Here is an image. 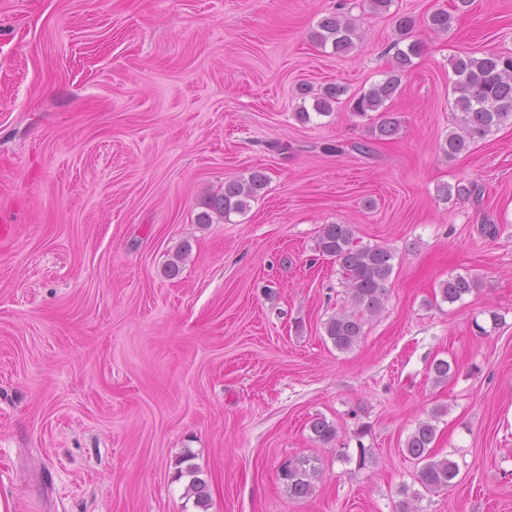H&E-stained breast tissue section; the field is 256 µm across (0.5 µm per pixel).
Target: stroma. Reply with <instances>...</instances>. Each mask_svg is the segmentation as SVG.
<instances>
[{"label": "stroma", "mask_w": 512, "mask_h": 512, "mask_svg": "<svg viewBox=\"0 0 512 512\" xmlns=\"http://www.w3.org/2000/svg\"><path fill=\"white\" fill-rule=\"evenodd\" d=\"M0 0V498L11 512H203L179 477L190 457L205 512H397L418 470L402 453L438 407L434 451L459 467L424 512H512V121L455 158L450 60L512 52V0ZM341 12L360 36L315 45ZM414 58L369 140L348 103L389 70L394 18ZM311 88L300 96L297 87ZM264 168L263 197L230 222L200 202ZM477 183L479 198L439 186ZM395 258L382 313L337 351L323 325L345 303L321 225ZM497 234L488 235L489 226ZM177 276L165 273L182 244ZM475 277L462 301L448 276ZM445 359L448 382L428 366ZM337 429L315 441L311 420ZM366 436H359V429ZM368 448L358 468L352 456ZM348 451L349 460L338 457ZM320 475L305 500L277 477ZM346 93L344 87L330 85L324 87L322 92L315 96L313 110L317 115H329L333 111V104L340 103V97ZM478 288V281L471 276L456 275L448 277L439 286L441 300L453 304ZM317 459L291 458L279 468V479L288 494L295 499L307 498L313 492L314 482L320 475ZM196 473L197 471L192 465L186 468V474L192 477L187 486V494L194 496L196 505L203 508V512H205L210 505L209 488L206 481L196 477Z\"/></svg>", "instance_id": "35a3bbf8"}]
</instances>
